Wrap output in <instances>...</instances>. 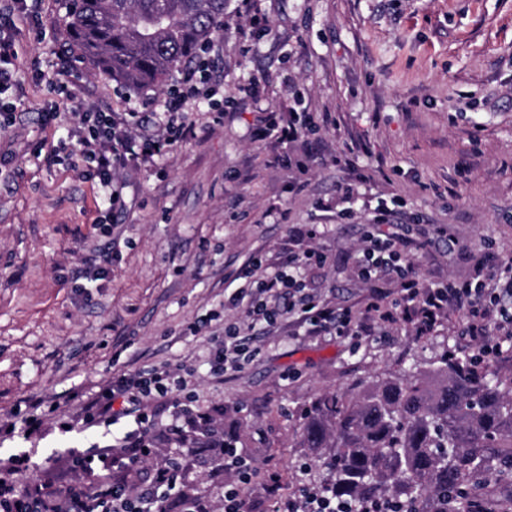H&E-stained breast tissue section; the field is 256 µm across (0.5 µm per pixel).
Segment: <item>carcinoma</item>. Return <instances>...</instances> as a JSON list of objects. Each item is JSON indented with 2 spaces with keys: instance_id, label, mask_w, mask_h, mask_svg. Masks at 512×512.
Here are the masks:
<instances>
[{
  "instance_id": "carcinoma-1",
  "label": "carcinoma",
  "mask_w": 512,
  "mask_h": 512,
  "mask_svg": "<svg viewBox=\"0 0 512 512\" xmlns=\"http://www.w3.org/2000/svg\"><path fill=\"white\" fill-rule=\"evenodd\" d=\"M226 0H72L70 51L127 87L157 88L221 26ZM305 448L329 449L336 497L396 512H476L490 479L512 486V363L444 353L314 400Z\"/></svg>"
}]
</instances>
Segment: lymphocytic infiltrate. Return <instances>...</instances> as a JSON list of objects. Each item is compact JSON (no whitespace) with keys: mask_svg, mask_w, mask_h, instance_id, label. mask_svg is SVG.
<instances>
[{"mask_svg":"<svg viewBox=\"0 0 512 512\" xmlns=\"http://www.w3.org/2000/svg\"><path fill=\"white\" fill-rule=\"evenodd\" d=\"M35 15L36 6L31 0H11L8 10H0V127L12 123L17 109L12 73L15 19ZM208 71L209 59L204 56L175 79L155 113L157 122L167 129V136L133 135L125 129L126 118L115 112L82 114L83 154L100 181L109 207L120 203L119 194L112 190V173L116 168L130 162L153 161L171 145L173 136L193 135L194 128L182 121L181 111L189 98L214 96ZM261 123L262 138L288 145L315 125L308 112L271 111L262 116ZM406 243L405 237L380 230L365 236L357 278L366 283L378 273H391L398 282V292L390 299L372 295L361 316L336 310L308 293L305 271L325 263L324 256L312 248L289 253L287 260L274 268L254 259L246 271L248 287L225 298L224 305L242 309L254 326L273 327L288 316L306 326L309 334L333 336L367 335L366 325L371 321L406 323L414 335L427 336L456 312L460 315L461 331L474 341L479 358L493 360L503 343L512 342V261H491L493 243L487 240L469 280L432 286L425 284L415 265L405 259ZM248 341L239 324H225L223 335L209 340L212 373L220 375L240 368L249 356ZM186 388L185 380L174 379L166 368L114 377L87 404L86 420L106 429L125 417L131 418L132 423L117 445L94 442L83 449H70L73 470L88 476V483L71 488L64 499H56L46 485L27 481L31 456L29 451L22 450L0 464V512H168L169 501L174 497L180 500L181 512H210L199 498L178 488L183 475L167 463L171 457L185 460L191 456V449L181 445V437L213 433L217 423L216 415L182 402ZM118 400L123 407L117 411L113 405ZM151 401H169L175 408L169 447L154 445L153 424L143 412ZM221 454L218 471L224 476L223 512H248L245 491L255 474V463L241 448H225ZM146 467L151 470L149 484L137 493L111 478L115 471L132 472ZM354 510L352 503L337 499L322 486L302 488L297 495L281 500L276 512Z\"/></svg>","mask_w":512,"mask_h":512,"instance_id":"1","label":"lymphocytic infiltrate"}]
</instances>
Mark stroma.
<instances>
[{
    "mask_svg": "<svg viewBox=\"0 0 512 512\" xmlns=\"http://www.w3.org/2000/svg\"><path fill=\"white\" fill-rule=\"evenodd\" d=\"M58 2L39 5L45 35L17 23L20 104L0 129V156L13 158L0 171V425L32 413L43 422L27 440L0 436V459L31 450L30 479L64 495L66 458L46 456L101 434L81 399L124 372L184 367L199 406L223 409L221 432L258 467L254 512H275L277 498L327 477L309 467L299 432L317 397L475 349L454 316L428 336L401 324L361 339L306 336L287 318L257 330L242 368L216 376L209 335L222 323L211 315L247 286L252 259L275 267L296 248L293 224L318 227V296L361 314L372 290L396 288L354 276L373 209L394 195L415 220L409 258L425 283L469 279L487 238L512 259V0H258L260 30L227 0L210 79L235 109L189 105L193 137L117 171L126 208L108 224L97 221L104 194L86 173L80 116L148 113L166 93L61 67ZM252 82L258 96L239 100ZM279 109L312 113L316 126L274 167L257 118ZM204 319L209 332L192 334Z\"/></svg>",
    "mask_w": 512,
    "mask_h": 512,
    "instance_id": "obj_1",
    "label": "stroma"
}]
</instances>
